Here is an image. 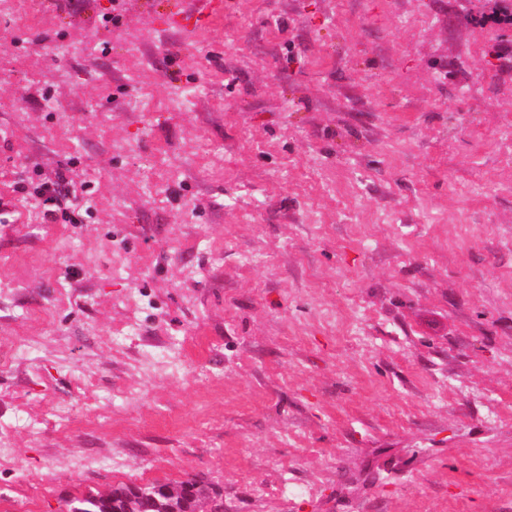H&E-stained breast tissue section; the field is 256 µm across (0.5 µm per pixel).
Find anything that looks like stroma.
Returning <instances> with one entry per match:
<instances>
[{
    "label": "stroma",
    "instance_id": "35a3bbf8",
    "mask_svg": "<svg viewBox=\"0 0 512 512\" xmlns=\"http://www.w3.org/2000/svg\"><path fill=\"white\" fill-rule=\"evenodd\" d=\"M223 2L0 0V512H512V26ZM224 8L221 0H203L198 3L194 14L181 19L174 18V23L184 29L193 30L198 28L210 15L221 12ZM28 174L14 183L13 192L38 201L43 224H82L84 216L89 217L88 207L70 199L71 180L64 174L58 173L54 179L43 178L39 164H34ZM223 490L199 474L171 485L118 486L106 494L64 501L61 512H220Z\"/></svg>",
    "mask_w": 512,
    "mask_h": 512
}]
</instances>
